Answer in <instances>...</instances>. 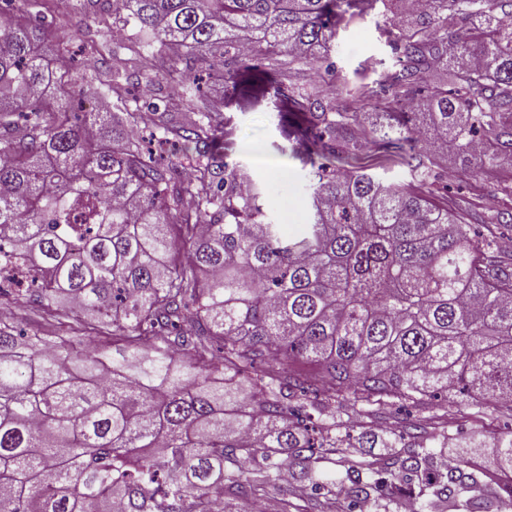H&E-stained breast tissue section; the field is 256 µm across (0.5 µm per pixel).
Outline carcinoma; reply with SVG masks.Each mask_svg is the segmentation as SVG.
<instances>
[{
  "label": "carcinoma",
  "instance_id": "obj_1",
  "mask_svg": "<svg viewBox=\"0 0 512 512\" xmlns=\"http://www.w3.org/2000/svg\"><path fill=\"white\" fill-rule=\"evenodd\" d=\"M18 2L0 21V266L26 280L0 282V306L123 349L75 357L0 322V512H249L285 472L313 512H334L336 483L345 512L481 491L469 450L438 464V425L512 411V272L436 197L437 150L484 173L512 158V0H112L79 29L86 64L55 73L42 43L70 0ZM379 3L392 69L350 83L336 32ZM130 23L129 57H106L102 30ZM156 44L177 49L160 104L135 93ZM203 67L227 89L274 74L295 144L314 132L309 223H273L227 160ZM101 95L122 122L86 110ZM373 146L410 180L346 167ZM459 385L466 403H434ZM397 403L417 420L385 418ZM339 406L372 425L336 423ZM378 444L397 452L373 478L350 449ZM493 447L512 479V435ZM506 493L470 512H512Z\"/></svg>",
  "mask_w": 512,
  "mask_h": 512
}]
</instances>
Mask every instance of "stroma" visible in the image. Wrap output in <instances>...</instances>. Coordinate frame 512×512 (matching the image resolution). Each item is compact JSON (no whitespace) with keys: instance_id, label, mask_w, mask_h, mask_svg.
<instances>
[{"instance_id":"35a3bbf8","label":"stroma","mask_w":512,"mask_h":512,"mask_svg":"<svg viewBox=\"0 0 512 512\" xmlns=\"http://www.w3.org/2000/svg\"><path fill=\"white\" fill-rule=\"evenodd\" d=\"M385 18L382 9L350 19L339 29L332 59L350 80H373L392 65V54L380 33ZM205 92L224 97V122L229 132L224 150L231 160L243 164L265 185L263 203L277 224H303L308 218L311 194L307 155H294L293 142L273 117L284 102L273 75L243 78L237 90H224L200 75ZM448 192L459 200V211L478 210L492 216L512 210V193L501 190L498 177L477 169L463 170L462 161L445 156Z\"/></svg>"}]
</instances>
